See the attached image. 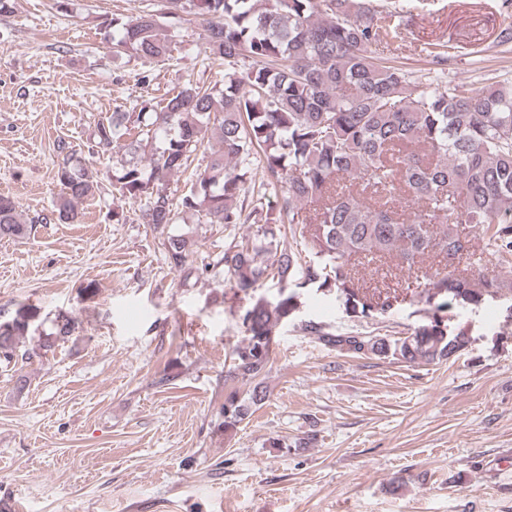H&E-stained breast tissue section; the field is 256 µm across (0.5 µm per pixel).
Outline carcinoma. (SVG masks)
I'll list each match as a JSON object with an SVG mask.
<instances>
[{"mask_svg":"<svg viewBox=\"0 0 512 512\" xmlns=\"http://www.w3.org/2000/svg\"><path fill=\"white\" fill-rule=\"evenodd\" d=\"M195 15L207 58L225 64L224 86L189 83L158 103L114 112L96 130L102 152L122 138L126 160L114 176L125 199L141 202L140 219L165 233L176 209L163 184L188 168L203 134L219 131L204 170L191 173L182 210L199 223L245 224L241 239L224 243L218 260L233 287L249 294L268 279L334 288L352 310L368 316L392 308L397 296L374 301L355 260L377 275L390 260L414 276L432 314L411 335L342 336L310 327L324 345L353 355L440 363L470 345L469 331L439 313L479 306L512 292V280L488 271L486 258L512 262V83L475 89L418 86L409 73L372 47L398 37L402 12L372 0H164V14ZM112 45L142 57L170 52L160 16L143 13L114 25ZM249 67L237 70V62ZM56 177L63 197L58 219L74 222L75 203L98 182L69 147L58 146ZM262 173L247 190L253 171ZM280 205H265L267 189ZM301 225L304 252L282 246L281 227ZM482 228L477 244L461 230ZM12 200L0 197V238H24ZM189 238H164V260L182 268ZM435 254L443 265L421 266ZM297 310L296 293L280 289L241 316L245 336L232 351L229 377L249 384L248 398L224 397V432L238 427L266 398L275 327ZM35 313L20 308L0 331V356L31 359L22 349ZM63 318L39 337L46 352L73 335Z\"/></svg>","mask_w":512,"mask_h":512,"instance_id":"carcinoma-1","label":"carcinoma"}]
</instances>
